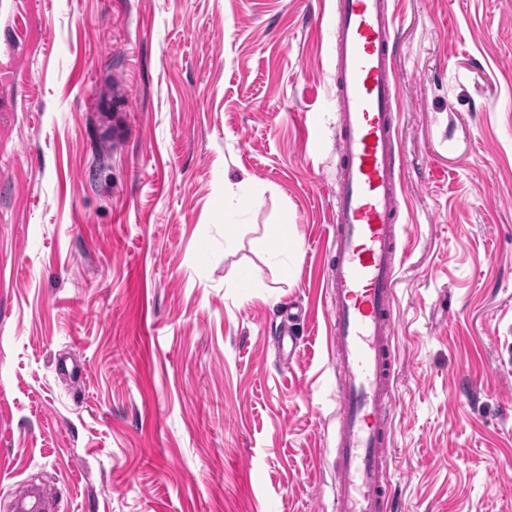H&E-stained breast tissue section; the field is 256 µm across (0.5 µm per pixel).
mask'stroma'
<instances>
[{
	"label": "stroma",
	"mask_w": 512,
	"mask_h": 512,
	"mask_svg": "<svg viewBox=\"0 0 512 512\" xmlns=\"http://www.w3.org/2000/svg\"><path fill=\"white\" fill-rule=\"evenodd\" d=\"M389 9L394 505L512 512V0ZM335 40L336 0H0V512H334ZM285 241H288V225L267 224L257 244L270 258H277L286 250L282 246Z\"/></svg>",
	"instance_id": "35a3bbf8"
}]
</instances>
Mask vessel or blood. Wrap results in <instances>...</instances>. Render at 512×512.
Masks as SVG:
<instances>
[{
    "label": "vessel or blood",
    "mask_w": 512,
    "mask_h": 512,
    "mask_svg": "<svg viewBox=\"0 0 512 512\" xmlns=\"http://www.w3.org/2000/svg\"><path fill=\"white\" fill-rule=\"evenodd\" d=\"M388 0H336L342 159L329 249L336 389V512H387L385 478L397 327L396 254L405 196L396 178L397 77Z\"/></svg>",
    "instance_id": "obj_1"
}]
</instances>
